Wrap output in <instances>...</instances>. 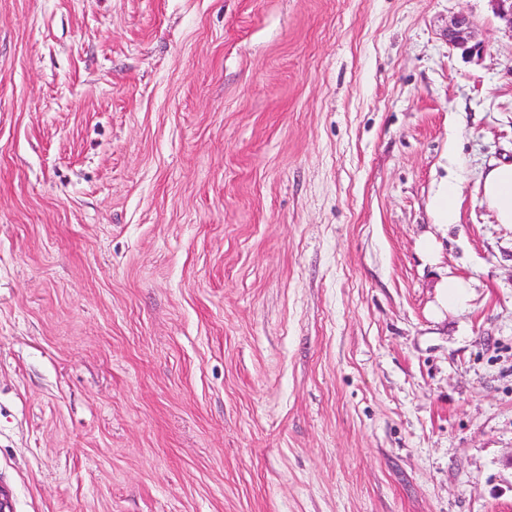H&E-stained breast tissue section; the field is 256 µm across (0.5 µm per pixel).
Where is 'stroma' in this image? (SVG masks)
Returning a JSON list of instances; mask_svg holds the SVG:
<instances>
[{"mask_svg":"<svg viewBox=\"0 0 512 512\" xmlns=\"http://www.w3.org/2000/svg\"><path fill=\"white\" fill-rule=\"evenodd\" d=\"M500 160L490 0H0L13 512H512ZM472 41L471 23L466 15L456 16L448 28V43L460 50L464 56L479 55L482 47L479 43L470 45ZM481 182L483 202L495 212L498 223L512 224V163L489 166ZM461 189L462 183L457 175L440 183L430 200L436 225L448 226L458 222L457 199ZM438 301L443 309L463 307L470 296V286L464 280L447 276L438 286Z\"/></svg>","mask_w":512,"mask_h":512,"instance_id":"1","label":"stroma"}]
</instances>
